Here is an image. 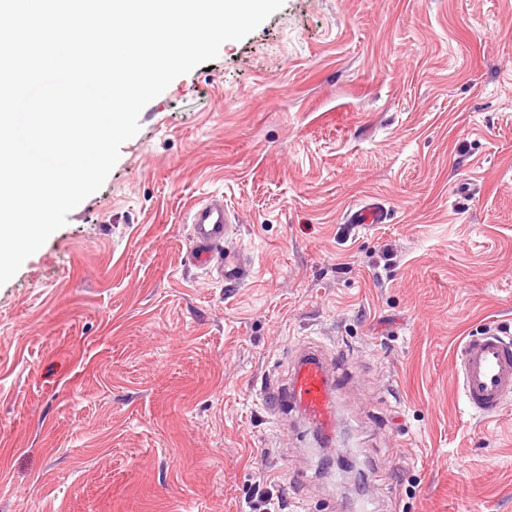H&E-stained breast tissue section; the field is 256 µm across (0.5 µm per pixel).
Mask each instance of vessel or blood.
Here are the masks:
<instances>
[{"instance_id":"obj_1","label":"vessel or blood","mask_w":512,"mask_h":512,"mask_svg":"<svg viewBox=\"0 0 512 512\" xmlns=\"http://www.w3.org/2000/svg\"><path fill=\"white\" fill-rule=\"evenodd\" d=\"M387 209L376 202L350 209L353 224H382ZM191 260L201 268L216 269L225 280L242 279L247 268L239 253L225 249L233 235V213L224 197L212 194L196 202L188 213ZM461 391L468 407L483 416L499 412L512 396V341L487 331L464 340L460 350ZM271 412L282 405L297 406L324 435L336 433L335 381L319 357L307 354L295 363L284 388L271 387L264 394Z\"/></svg>"}]
</instances>
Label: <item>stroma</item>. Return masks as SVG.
Instances as JSON below:
<instances>
[{"mask_svg":"<svg viewBox=\"0 0 512 512\" xmlns=\"http://www.w3.org/2000/svg\"><path fill=\"white\" fill-rule=\"evenodd\" d=\"M139 125L0 286V512H512V398L459 379L512 337V0H284ZM216 192L237 282L187 262ZM310 348L331 447L263 403ZM387 219V209L377 202L368 203L361 208H352L347 216L349 224H385ZM461 391L468 407L483 416L499 412L512 395V341L495 331L466 338L460 350Z\"/></svg>","mask_w":512,"mask_h":512,"instance_id":"1","label":"stroma"}]
</instances>
